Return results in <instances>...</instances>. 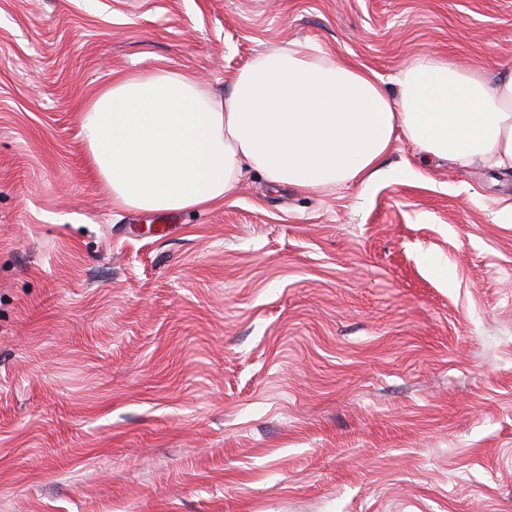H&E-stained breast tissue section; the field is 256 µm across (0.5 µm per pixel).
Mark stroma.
<instances>
[{
  "label": "stroma",
  "mask_w": 512,
  "mask_h": 512,
  "mask_svg": "<svg viewBox=\"0 0 512 512\" xmlns=\"http://www.w3.org/2000/svg\"><path fill=\"white\" fill-rule=\"evenodd\" d=\"M296 42L493 73L512 0H0V512H512V170L402 138L410 183L169 214L93 172L113 72Z\"/></svg>",
  "instance_id": "obj_1"
}]
</instances>
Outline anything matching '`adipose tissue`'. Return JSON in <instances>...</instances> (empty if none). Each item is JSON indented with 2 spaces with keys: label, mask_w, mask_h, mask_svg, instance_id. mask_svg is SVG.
I'll list each match as a JSON object with an SVG mask.
<instances>
[{
  "label": "adipose tissue",
  "mask_w": 512,
  "mask_h": 512,
  "mask_svg": "<svg viewBox=\"0 0 512 512\" xmlns=\"http://www.w3.org/2000/svg\"><path fill=\"white\" fill-rule=\"evenodd\" d=\"M390 94L367 66L293 44L230 81L226 98L188 71L113 73L80 115L97 175L118 207H209L245 169L274 185L368 189L393 141L424 157L512 169V66L494 78L428 52L409 59Z\"/></svg>",
  "instance_id": "obj_1"
}]
</instances>
